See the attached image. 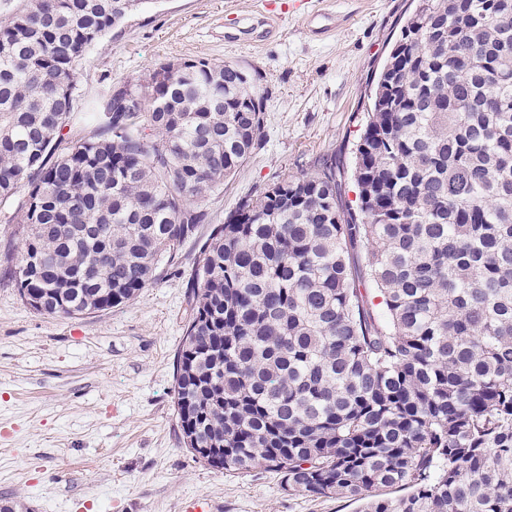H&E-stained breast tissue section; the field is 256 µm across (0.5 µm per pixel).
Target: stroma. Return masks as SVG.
Instances as JSON below:
<instances>
[{
	"label": "stroma",
	"instance_id": "stroma-1",
	"mask_svg": "<svg viewBox=\"0 0 512 512\" xmlns=\"http://www.w3.org/2000/svg\"><path fill=\"white\" fill-rule=\"evenodd\" d=\"M270 36L225 38L224 19L257 17L260 0H148L82 60L79 95L92 97L187 59L245 67L265 94L264 139L209 201V217L126 305L69 318L39 313L0 282V499L23 512H181L212 497L223 512H357L346 498L285 490L279 475L211 468L181 440L174 356L190 316L186 283L198 242L246 198L278 180L336 162L343 204L356 200L353 146L376 70L409 0H285ZM334 15L317 36L312 13Z\"/></svg>",
	"mask_w": 512,
	"mask_h": 512
}]
</instances>
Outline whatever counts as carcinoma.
I'll return each mask as SVG.
<instances>
[{
	"mask_svg": "<svg viewBox=\"0 0 512 512\" xmlns=\"http://www.w3.org/2000/svg\"><path fill=\"white\" fill-rule=\"evenodd\" d=\"M143 4L25 0L0 26V203L20 196L0 281L39 313L134 300L261 144L265 96L235 64L73 94L89 48ZM76 122L88 137L59 149ZM355 180L352 211L331 163L283 178L201 244L175 360L183 443L360 512H512V0H418Z\"/></svg>",
	"mask_w": 512,
	"mask_h": 512,
	"instance_id": "cac0c4a2",
	"label": "carcinoma"
}]
</instances>
